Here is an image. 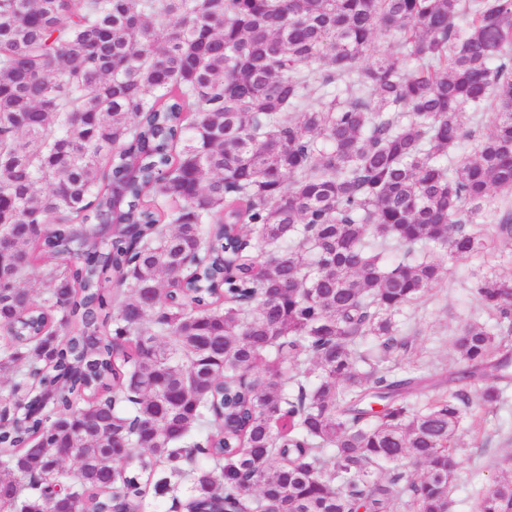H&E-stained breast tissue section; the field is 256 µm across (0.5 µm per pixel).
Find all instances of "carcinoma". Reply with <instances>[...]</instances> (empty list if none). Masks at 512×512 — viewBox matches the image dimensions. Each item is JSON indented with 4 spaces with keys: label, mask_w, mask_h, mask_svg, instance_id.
I'll use <instances>...</instances> for the list:
<instances>
[{
    "label": "carcinoma",
    "mask_w": 512,
    "mask_h": 512,
    "mask_svg": "<svg viewBox=\"0 0 512 512\" xmlns=\"http://www.w3.org/2000/svg\"><path fill=\"white\" fill-rule=\"evenodd\" d=\"M481 224L512 238V0H0V512H452L512 347L464 325L421 407L391 362ZM472 296L512 329L511 278Z\"/></svg>",
    "instance_id": "carcinoma-1"
}]
</instances>
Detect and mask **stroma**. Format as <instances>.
<instances>
[{"mask_svg":"<svg viewBox=\"0 0 512 512\" xmlns=\"http://www.w3.org/2000/svg\"><path fill=\"white\" fill-rule=\"evenodd\" d=\"M479 231L487 241L482 254L452 262L444 252H434V259L448 266V275L428 297L400 314L409 350L396 361L399 372L428 377L457 368L453 338L465 324L488 319L475 305L472 288L489 273L512 278V239L499 236L492 224L480 225ZM506 395V404L485 414L481 430L466 424L458 433L460 469L451 489L455 512H473L475 490L505 474L512 456V387Z\"/></svg>","mask_w":512,"mask_h":512,"instance_id":"1","label":"stroma"}]
</instances>
